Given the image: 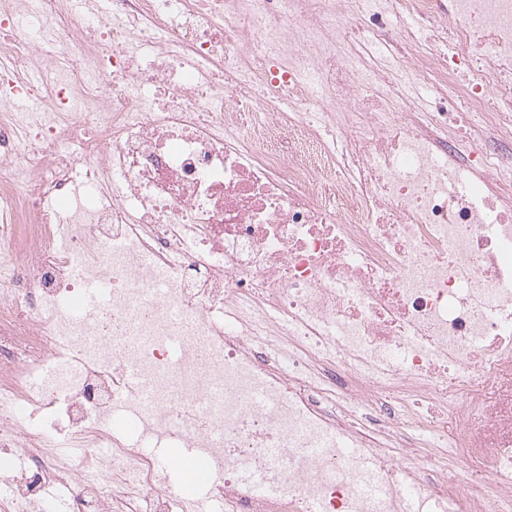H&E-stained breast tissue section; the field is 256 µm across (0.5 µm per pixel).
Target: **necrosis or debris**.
<instances>
[{"mask_svg":"<svg viewBox=\"0 0 512 512\" xmlns=\"http://www.w3.org/2000/svg\"><path fill=\"white\" fill-rule=\"evenodd\" d=\"M111 4L0 0V512H512V0Z\"/></svg>","mask_w":512,"mask_h":512,"instance_id":"obj_1","label":"necrosis or debris"}]
</instances>
